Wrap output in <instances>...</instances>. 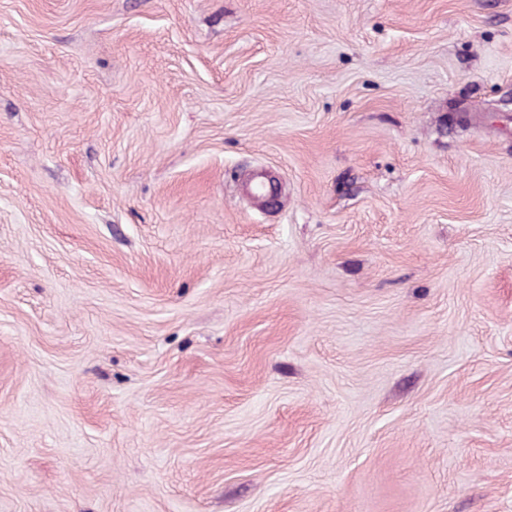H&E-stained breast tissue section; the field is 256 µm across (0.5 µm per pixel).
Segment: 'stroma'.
Masks as SVG:
<instances>
[{
	"label": "stroma",
	"instance_id": "obj_1",
	"mask_svg": "<svg viewBox=\"0 0 512 512\" xmlns=\"http://www.w3.org/2000/svg\"><path fill=\"white\" fill-rule=\"evenodd\" d=\"M0 512H512V0H0Z\"/></svg>",
	"mask_w": 512,
	"mask_h": 512
}]
</instances>
